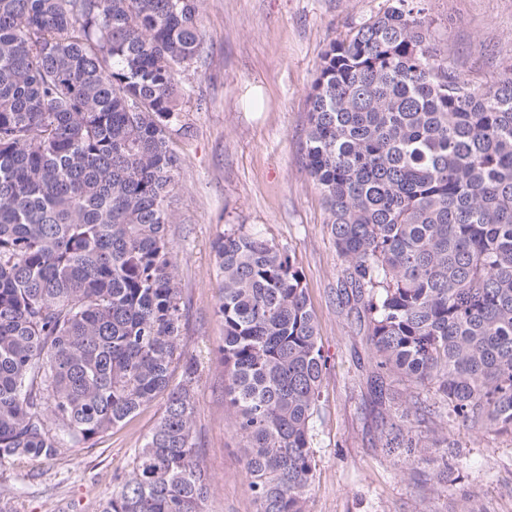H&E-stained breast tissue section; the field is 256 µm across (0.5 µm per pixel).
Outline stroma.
<instances>
[{
  "instance_id": "stroma-1",
  "label": "stroma",
  "mask_w": 512,
  "mask_h": 512,
  "mask_svg": "<svg viewBox=\"0 0 512 512\" xmlns=\"http://www.w3.org/2000/svg\"><path fill=\"white\" fill-rule=\"evenodd\" d=\"M390 0H201L203 52L181 69L176 221L169 228L183 301L182 344L199 364L194 429L212 485L203 512H255L224 394V323L216 313L222 233L259 232L303 277L326 360L312 420L316 472L308 512H512V436L441 425L434 390L393 378L418 408L416 432L443 440L414 465L379 441L381 416L368 379L375 368L366 326L346 317L337 291L344 264L320 190L304 167L308 92L329 44L382 13ZM430 40L463 78L512 73V0H424ZM164 411L143 406L94 444L50 460L0 463L8 512H101L112 477L130 469Z\"/></svg>"
}]
</instances>
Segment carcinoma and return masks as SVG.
I'll use <instances>...</instances> for the list:
<instances>
[{
    "label": "carcinoma",
    "mask_w": 512,
    "mask_h": 512,
    "mask_svg": "<svg viewBox=\"0 0 512 512\" xmlns=\"http://www.w3.org/2000/svg\"><path fill=\"white\" fill-rule=\"evenodd\" d=\"M422 0L332 42L302 147L367 323L374 401L434 385L448 420L512 434V74L438 57ZM198 0H0V461L52 459L158 396L165 410L102 512H202L211 478L181 359L175 73L202 51ZM224 393L256 512H306L325 360L302 276L255 232L213 244ZM385 421L388 449H429Z\"/></svg>",
    "instance_id": "cac0c4a2"
}]
</instances>
